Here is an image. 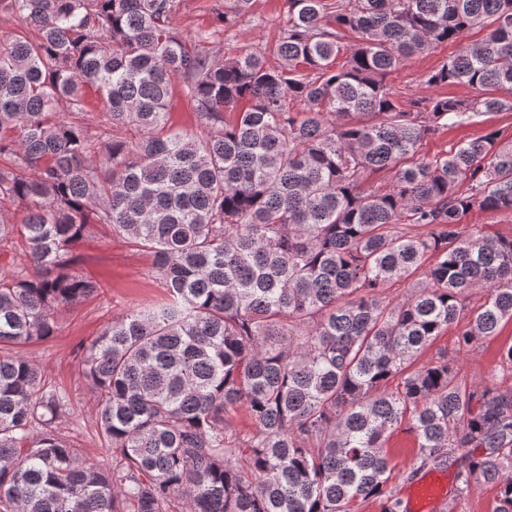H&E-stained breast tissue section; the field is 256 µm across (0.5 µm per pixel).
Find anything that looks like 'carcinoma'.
I'll return each instance as SVG.
<instances>
[{
	"label": "carcinoma",
	"instance_id": "obj_1",
	"mask_svg": "<svg viewBox=\"0 0 512 512\" xmlns=\"http://www.w3.org/2000/svg\"><path fill=\"white\" fill-rule=\"evenodd\" d=\"M179 2L0 0L36 33L0 39V207L23 212L0 242L27 256L0 278V350L17 349L0 353V512H405L384 449L404 423L410 476L453 468L456 501L492 484L512 512V344L476 390L446 354L421 361L452 324L468 352L512 320V234L463 223L512 214V139L422 152L512 111V0H288L276 68L180 37ZM251 5L225 0L221 21ZM476 26L485 39L465 41ZM448 42L426 83L478 94L399 100L387 77ZM177 81L206 135L168 126ZM381 171L391 183L365 187ZM102 230L169 294L77 354L109 465L69 444V392L18 351L99 295L74 248ZM500 129L502 137H512V111L488 113L475 118L471 123L455 126L433 136L424 145L423 152L429 157L437 153H445L460 142L475 139L484 134L487 128Z\"/></svg>",
	"mask_w": 512,
	"mask_h": 512
}]
</instances>
